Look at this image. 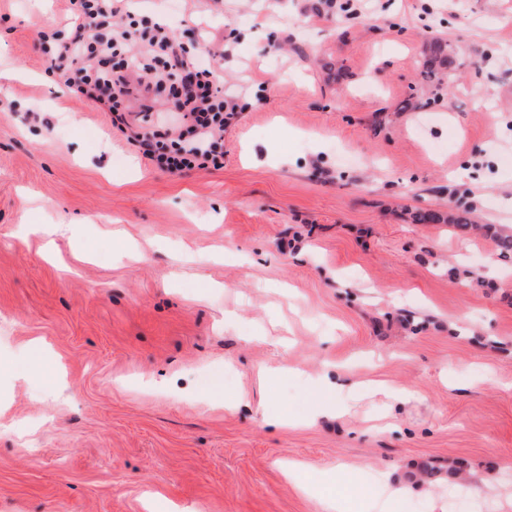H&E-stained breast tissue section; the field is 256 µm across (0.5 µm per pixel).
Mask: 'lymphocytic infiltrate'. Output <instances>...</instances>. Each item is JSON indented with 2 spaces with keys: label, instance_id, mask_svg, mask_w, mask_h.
I'll use <instances>...</instances> for the list:
<instances>
[{
  "label": "lymphocytic infiltrate",
  "instance_id": "1",
  "mask_svg": "<svg viewBox=\"0 0 512 512\" xmlns=\"http://www.w3.org/2000/svg\"><path fill=\"white\" fill-rule=\"evenodd\" d=\"M63 29L43 36L41 51L71 94L121 117L131 95L143 112L166 96L177 125L150 123L134 136L159 170L180 174L224 164V128L243 106L225 97L224 84L195 46L178 42L160 20L135 18L128 0H69Z\"/></svg>",
  "mask_w": 512,
  "mask_h": 512
}]
</instances>
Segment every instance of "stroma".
Listing matches in <instances>:
<instances>
[{"mask_svg":"<svg viewBox=\"0 0 512 512\" xmlns=\"http://www.w3.org/2000/svg\"><path fill=\"white\" fill-rule=\"evenodd\" d=\"M68 0H0V512H512V262L417 209L512 225V0H134L248 107L224 165L172 175L40 50ZM456 47L440 95L419 61ZM424 108L402 112L409 95ZM26 224H64L47 240ZM472 271L454 280L449 267ZM235 321H226V314ZM344 367L397 402L318 386ZM275 368V379L261 369ZM340 421L307 424L320 405ZM293 418L290 426L267 418ZM305 467L316 489L285 480ZM353 469L357 490L330 478Z\"/></svg>","mask_w":512,"mask_h":512,"instance_id":"35a3bbf8","label":"stroma"}]
</instances>
